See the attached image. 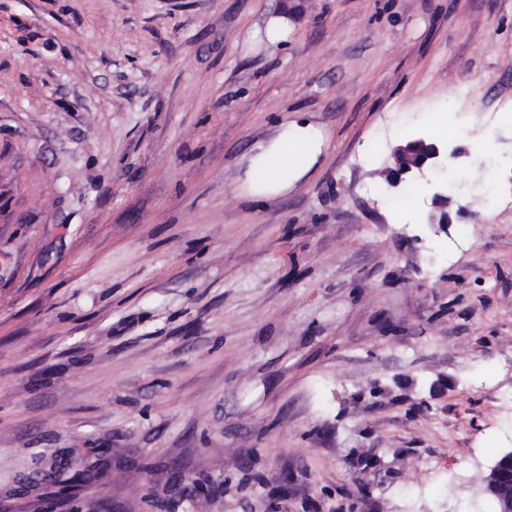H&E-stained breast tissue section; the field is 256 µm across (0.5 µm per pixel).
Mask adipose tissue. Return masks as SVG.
Instances as JSON below:
<instances>
[{
	"mask_svg": "<svg viewBox=\"0 0 512 512\" xmlns=\"http://www.w3.org/2000/svg\"><path fill=\"white\" fill-rule=\"evenodd\" d=\"M328 141V132L320 127L282 119L243 156L234 193L260 201L287 194L312 171Z\"/></svg>",
	"mask_w": 512,
	"mask_h": 512,
	"instance_id": "1",
	"label": "adipose tissue"
}]
</instances>
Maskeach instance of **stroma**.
Segmentation results:
<instances>
[{
	"mask_svg": "<svg viewBox=\"0 0 512 512\" xmlns=\"http://www.w3.org/2000/svg\"><path fill=\"white\" fill-rule=\"evenodd\" d=\"M287 114L314 173L234 196ZM510 401L512 0H0V512H490ZM293 34V24L288 14L277 13L270 15L263 28H258L248 34L246 43L251 49L269 46H285ZM391 165L384 170L385 181L391 188H397L405 176L424 175L425 170L443 167L445 159L439 147L423 137L409 139L392 147Z\"/></svg>",
	"mask_w": 512,
	"mask_h": 512,
	"instance_id": "1",
	"label": "stroma"
}]
</instances>
